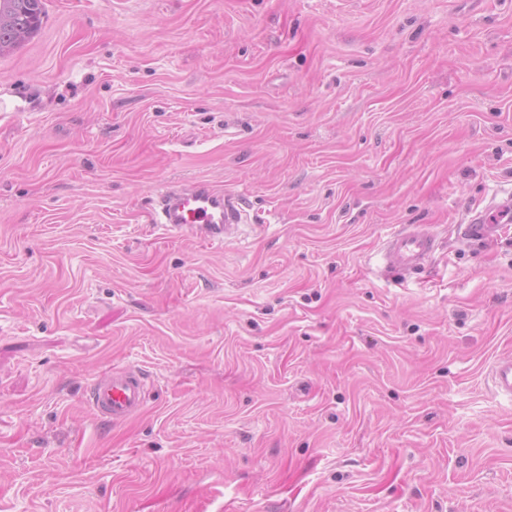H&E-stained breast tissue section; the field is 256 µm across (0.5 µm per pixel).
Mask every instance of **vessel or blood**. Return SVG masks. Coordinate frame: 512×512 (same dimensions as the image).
<instances>
[{
    "mask_svg": "<svg viewBox=\"0 0 512 512\" xmlns=\"http://www.w3.org/2000/svg\"><path fill=\"white\" fill-rule=\"evenodd\" d=\"M512 215V198L506 197L474 212L458 235L466 241L486 243L495 240L502 227L494 216ZM247 214L242 199L231 192L213 188L208 182L190 185H167L154 201L152 221L169 233L177 234L186 227L196 228L201 239L208 242L232 240ZM436 249V238L423 224L391 236L381 255L387 273L404 274L420 269ZM494 392L512 401V357L494 362L490 370ZM146 378L134 367L112 371L95 381L85 401L95 418L113 423L123 422L139 413L144 405Z\"/></svg>",
    "mask_w": 512,
    "mask_h": 512,
    "instance_id": "1",
    "label": "vessel or blood"
}]
</instances>
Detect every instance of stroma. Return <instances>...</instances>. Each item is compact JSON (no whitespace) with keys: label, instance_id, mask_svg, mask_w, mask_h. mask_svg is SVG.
Instances as JSON below:
<instances>
[{"label":"stroma","instance_id":"1","mask_svg":"<svg viewBox=\"0 0 512 512\" xmlns=\"http://www.w3.org/2000/svg\"><path fill=\"white\" fill-rule=\"evenodd\" d=\"M44 3L0 56V512H512V227L457 233L512 195V0ZM196 180L234 240L153 224ZM497 213L500 217L512 214V198L508 195L499 201H492L485 209L475 211L467 224H462L457 232L462 240L486 243L495 240L504 228V224H496L490 214ZM408 227L391 236L381 254L383 269L389 274L420 269L436 249V238L425 224ZM492 388L497 395L512 401V357L500 358L490 370ZM145 390L146 378L141 370H113L93 383L85 404L95 418L120 423L141 411Z\"/></svg>","mask_w":512,"mask_h":512}]
</instances>
